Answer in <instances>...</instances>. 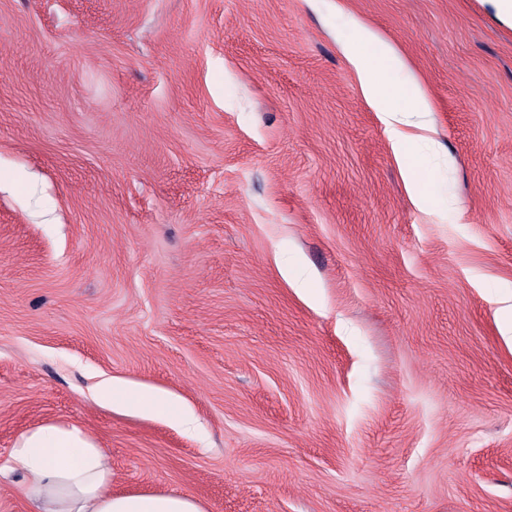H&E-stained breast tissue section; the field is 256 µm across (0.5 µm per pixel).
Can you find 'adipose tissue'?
Listing matches in <instances>:
<instances>
[{"mask_svg":"<svg viewBox=\"0 0 512 512\" xmlns=\"http://www.w3.org/2000/svg\"><path fill=\"white\" fill-rule=\"evenodd\" d=\"M344 50L356 69L365 97L382 116L385 131L403 166L415 203H423L410 163L415 135L400 128L409 112H428L429 102L416 82L399 83L400 60L365 28L355 27ZM106 404L132 403L146 412L162 411L175 424H189L176 399L159 392L136 390L116 381L98 392ZM33 512H204L189 496L175 493H116L112 469L99 444L83 429L47 423L24 433L11 456Z\"/></svg>","mask_w":512,"mask_h":512,"instance_id":"obj_1","label":"adipose tissue"}]
</instances>
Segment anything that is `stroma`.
<instances>
[{
  "label": "stroma",
  "mask_w": 512,
  "mask_h": 512,
  "mask_svg": "<svg viewBox=\"0 0 512 512\" xmlns=\"http://www.w3.org/2000/svg\"><path fill=\"white\" fill-rule=\"evenodd\" d=\"M358 21L431 100L422 205ZM509 297L494 0H0V466L51 422L206 512H512ZM99 399L112 404L132 403L145 412L161 410L175 424L188 425L190 419L176 399L164 393L136 390L121 382L106 381L98 392Z\"/></svg>",
  "instance_id": "1"
}]
</instances>
